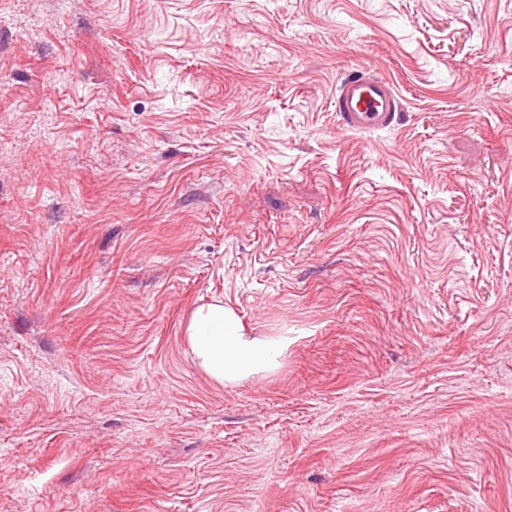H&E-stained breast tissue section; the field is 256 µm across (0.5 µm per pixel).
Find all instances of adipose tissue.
Segmentation results:
<instances>
[{
    "instance_id": "obj_1",
    "label": "adipose tissue",
    "mask_w": 512,
    "mask_h": 512,
    "mask_svg": "<svg viewBox=\"0 0 512 512\" xmlns=\"http://www.w3.org/2000/svg\"><path fill=\"white\" fill-rule=\"evenodd\" d=\"M184 335L195 364L222 386L273 372L280 365L282 345L248 333L220 300L193 309Z\"/></svg>"
}]
</instances>
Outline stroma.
Instances as JSON below:
<instances>
[{"instance_id": "obj_1", "label": "stroma", "mask_w": 512, "mask_h": 512, "mask_svg": "<svg viewBox=\"0 0 512 512\" xmlns=\"http://www.w3.org/2000/svg\"><path fill=\"white\" fill-rule=\"evenodd\" d=\"M0 512H512V0H0ZM398 110L393 86L362 70L348 75L337 88L336 112L345 130L389 127L397 121ZM184 335L195 364L222 386L275 371L284 350L278 343L248 333L219 299L191 311Z\"/></svg>"}]
</instances>
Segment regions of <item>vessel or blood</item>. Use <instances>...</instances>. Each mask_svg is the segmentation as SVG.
Instances as JSON below:
<instances>
[{"mask_svg":"<svg viewBox=\"0 0 512 512\" xmlns=\"http://www.w3.org/2000/svg\"><path fill=\"white\" fill-rule=\"evenodd\" d=\"M336 110L346 130L381 129L396 122L399 101L390 83L359 71L339 84Z\"/></svg>","mask_w":512,"mask_h":512,"instance_id":"vessel-or-blood-1","label":"vessel or blood"}]
</instances>
